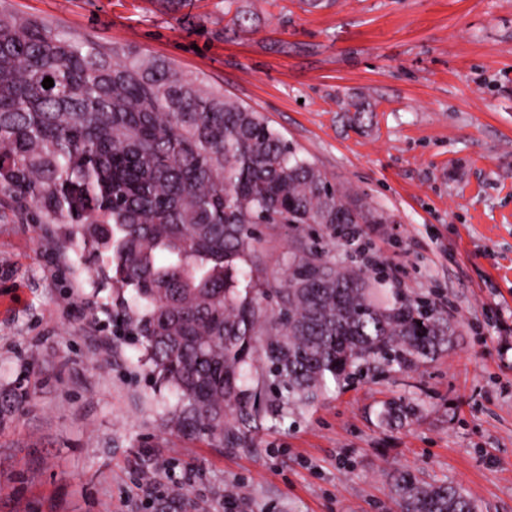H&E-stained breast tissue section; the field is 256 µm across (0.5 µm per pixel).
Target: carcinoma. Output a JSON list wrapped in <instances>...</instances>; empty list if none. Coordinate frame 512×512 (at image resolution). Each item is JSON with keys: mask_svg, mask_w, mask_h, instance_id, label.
I'll list each match as a JSON object with an SVG mask.
<instances>
[{"mask_svg": "<svg viewBox=\"0 0 512 512\" xmlns=\"http://www.w3.org/2000/svg\"><path fill=\"white\" fill-rule=\"evenodd\" d=\"M0 193L59 225L62 243L111 284L154 386L176 399L170 427L222 448L365 367L433 359L455 333L436 304L336 264L302 235L317 224L350 246L389 217L348 198L260 112L168 60L5 10ZM262 224L301 233L275 278L258 255ZM30 399L18 383L0 394V416ZM416 413L398 398L379 418ZM393 481L397 512L478 508L457 485L404 472Z\"/></svg>", "mask_w": 512, "mask_h": 512, "instance_id": "carcinoma-1", "label": "carcinoma"}]
</instances>
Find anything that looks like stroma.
Instances as JSON below:
<instances>
[{
  "label": "stroma",
  "instance_id": "1",
  "mask_svg": "<svg viewBox=\"0 0 512 512\" xmlns=\"http://www.w3.org/2000/svg\"><path fill=\"white\" fill-rule=\"evenodd\" d=\"M6 0L223 87L346 193L393 215L363 251L391 287L446 310L444 352L330 388L246 448L166 429L168 396L118 335L112 290L56 225L0 196V389L35 392L0 421V512H395L393 475L461 485L512 512V0ZM363 102L367 113L344 111ZM404 398L417 417L380 422Z\"/></svg>",
  "mask_w": 512,
  "mask_h": 512
}]
</instances>
